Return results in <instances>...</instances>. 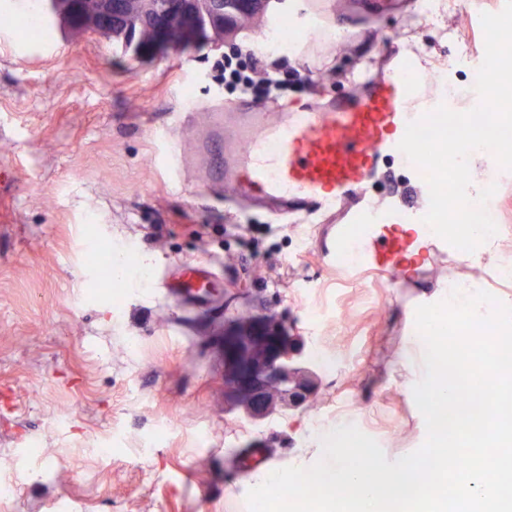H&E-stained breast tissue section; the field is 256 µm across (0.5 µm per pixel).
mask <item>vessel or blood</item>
Instances as JSON below:
<instances>
[{
    "label": "vessel or blood",
    "mask_w": 512,
    "mask_h": 512,
    "mask_svg": "<svg viewBox=\"0 0 512 512\" xmlns=\"http://www.w3.org/2000/svg\"><path fill=\"white\" fill-rule=\"evenodd\" d=\"M390 69L368 76L363 91L320 107L302 105L267 112L249 104L211 113L208 148H221L225 183L236 192L287 209L303 203L306 214L339 216L328 232L320 260L353 282L368 274L391 275L411 237L388 223L365 198V185L384 161L405 162L398 144L409 122L441 104L427 75L407 55L394 54ZM183 273L164 285L167 295L193 305L198 281L215 280L211 264H183Z\"/></svg>",
    "instance_id": "obj_1"
}]
</instances>
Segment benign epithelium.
<instances>
[{
  "mask_svg": "<svg viewBox=\"0 0 512 512\" xmlns=\"http://www.w3.org/2000/svg\"><path fill=\"white\" fill-rule=\"evenodd\" d=\"M52 17L79 30L109 29L134 55L154 57L186 46L218 48L263 16L269 0H47ZM224 399L261 421L304 407L319 375L305 343L275 313L224 324Z\"/></svg>",
  "mask_w": 512,
  "mask_h": 512,
  "instance_id": "benign-epithelium-1",
  "label": "benign epithelium"
}]
</instances>
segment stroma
<instances>
[{"instance_id": "stroma-1", "label": "stroma", "mask_w": 512, "mask_h": 512, "mask_svg": "<svg viewBox=\"0 0 512 512\" xmlns=\"http://www.w3.org/2000/svg\"><path fill=\"white\" fill-rule=\"evenodd\" d=\"M493 7L443 0L426 16L408 0H323L334 35L274 50L265 32L311 3L271 0L235 44L150 60L94 31L0 35V460L10 462L0 512H249L258 473L235 457L249 440L272 471L317 462L322 426L378 431L391 461L423 444L415 310L446 299L452 281H484L512 305V284L489 282L512 262V176L483 156L470 166L472 185H496L504 226L480 263L421 257L406 272L412 288L377 274L365 288L321 263L324 225L246 199L225 206L222 181L200 186L158 167L154 133L170 128L189 150L207 140L191 113L245 98L221 63L247 49L281 81L250 99L257 106L351 94L357 72L404 43L455 111H469L485 52L471 19ZM100 249L125 257L119 280L89 262ZM200 260L216 265V303L190 307L160 290L179 263ZM252 307L335 363L313 404L258 423L225 413L218 360L227 311Z\"/></svg>"}]
</instances>
